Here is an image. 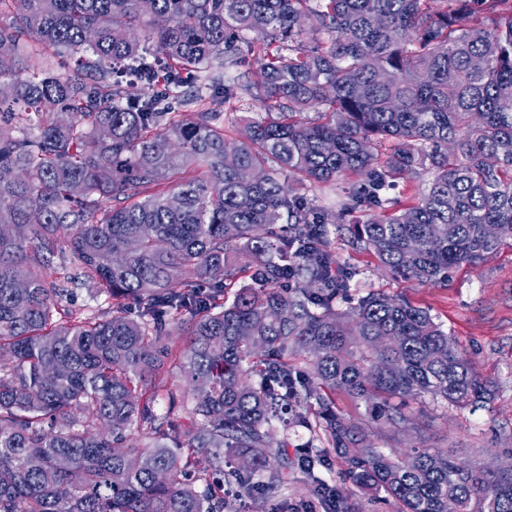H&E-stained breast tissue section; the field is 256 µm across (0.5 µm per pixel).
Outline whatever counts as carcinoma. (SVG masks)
<instances>
[{
  "mask_svg": "<svg viewBox=\"0 0 512 512\" xmlns=\"http://www.w3.org/2000/svg\"><path fill=\"white\" fill-rule=\"evenodd\" d=\"M2 45L0 512H223L247 476L288 482L275 421L401 512H512V472L386 451L336 410L382 435L494 385L426 308H336L352 274L309 197L354 177L348 243L421 284L512 239V0H0ZM246 60L258 82L222 80ZM244 94L268 112L233 139ZM245 103H248L245 105ZM244 106H241L240 109H237V111H231L229 108H226L224 106V133L227 136L235 137L234 135V129H235V121H239L237 119L239 118H245V117H258L262 115V113L265 112V104L258 102V101H244ZM242 108V109H241ZM226 112V114H225ZM227 112H238L236 114H229Z\"/></svg>",
  "mask_w": 512,
  "mask_h": 512,
  "instance_id": "1",
  "label": "carcinoma"
}]
</instances>
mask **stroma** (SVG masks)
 Segmentation results:
<instances>
[{
	"instance_id": "obj_1",
	"label": "stroma",
	"mask_w": 512,
	"mask_h": 512,
	"mask_svg": "<svg viewBox=\"0 0 512 512\" xmlns=\"http://www.w3.org/2000/svg\"><path fill=\"white\" fill-rule=\"evenodd\" d=\"M348 237L345 224L329 225L332 250L353 272L348 297L338 301L339 309L372 291L406 297L429 309L472 359L476 372L496 384L492 403L476 411L447 408L428 397L412 402L421 420L420 432L388 433L380 446L401 451L421 442L453 450L465 464L484 468L512 459V240H505L478 266L458 267L447 284L434 286L395 277L371 252L352 249ZM340 469L334 459L311 477L290 473L287 484L267 498L233 488L224 496V512H302L304 505L317 503L314 489L321 481L336 487L341 512H400L395 500L371 497L344 481Z\"/></svg>"
}]
</instances>
